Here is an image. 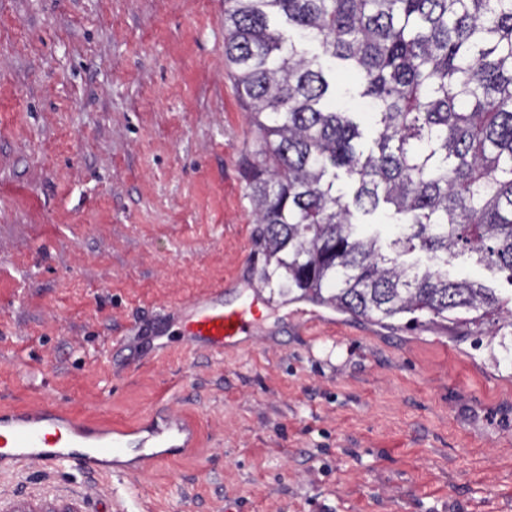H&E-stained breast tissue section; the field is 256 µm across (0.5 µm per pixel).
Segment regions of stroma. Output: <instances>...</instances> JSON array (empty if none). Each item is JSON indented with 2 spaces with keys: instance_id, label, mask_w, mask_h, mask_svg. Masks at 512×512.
<instances>
[{
  "instance_id": "35a3bbf8",
  "label": "stroma",
  "mask_w": 512,
  "mask_h": 512,
  "mask_svg": "<svg viewBox=\"0 0 512 512\" xmlns=\"http://www.w3.org/2000/svg\"><path fill=\"white\" fill-rule=\"evenodd\" d=\"M255 148L224 0H0V412L193 420L187 452L113 458L141 512H512V359L477 328L271 293L241 348L186 344L202 290L257 289ZM17 500L124 507L74 465L0 470Z\"/></svg>"
}]
</instances>
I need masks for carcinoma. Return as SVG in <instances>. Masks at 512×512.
Masks as SVG:
<instances>
[{
    "instance_id": "cac0c4a2",
    "label": "carcinoma",
    "mask_w": 512,
    "mask_h": 512,
    "mask_svg": "<svg viewBox=\"0 0 512 512\" xmlns=\"http://www.w3.org/2000/svg\"><path fill=\"white\" fill-rule=\"evenodd\" d=\"M280 19L344 63L369 112L336 109ZM224 59L259 142L262 287L375 321L481 325L509 304L404 257L468 251L512 280V0H224ZM379 211L386 244L358 220Z\"/></svg>"
}]
</instances>
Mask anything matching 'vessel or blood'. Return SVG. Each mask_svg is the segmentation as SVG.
<instances>
[{
	"instance_id": "vessel-or-blood-1",
	"label": "vessel or blood",
	"mask_w": 512,
	"mask_h": 512,
	"mask_svg": "<svg viewBox=\"0 0 512 512\" xmlns=\"http://www.w3.org/2000/svg\"><path fill=\"white\" fill-rule=\"evenodd\" d=\"M266 300L260 293L246 299H228L210 294L193 303V314L185 326L187 342L214 351L237 346L246 340ZM194 430L170 417L161 418L146 435L133 439L103 434L74 418L42 409L16 411L0 417V461L12 465L46 463L64 466L76 463L93 476L110 480L112 497L128 495L123 472L113 469L110 459L123 448L139 449L153 459L161 448H186Z\"/></svg>"
}]
</instances>
